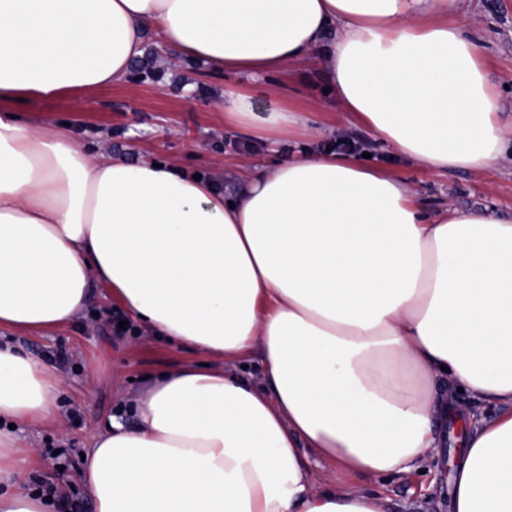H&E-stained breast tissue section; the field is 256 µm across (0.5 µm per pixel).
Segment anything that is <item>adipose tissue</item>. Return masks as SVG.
Returning a JSON list of instances; mask_svg holds the SVG:
<instances>
[{
	"label": "adipose tissue",
	"mask_w": 512,
	"mask_h": 512,
	"mask_svg": "<svg viewBox=\"0 0 512 512\" xmlns=\"http://www.w3.org/2000/svg\"><path fill=\"white\" fill-rule=\"evenodd\" d=\"M462 0H0V331L61 329L107 288L154 336L208 353L131 400L85 457L96 512H386L358 483L417 471L460 418L452 512H512V217L425 207L346 154L246 170L233 194L172 162L86 151L16 114L129 79L145 36L231 75L225 125L278 150L316 122L262 77L323 61L335 105L432 173L512 150ZM253 88L239 84V77ZM259 359L264 383L239 366ZM59 381L0 340V512L26 489L12 423L58 416ZM317 456L336 472L319 483Z\"/></svg>",
	"instance_id": "obj_1"
}]
</instances>
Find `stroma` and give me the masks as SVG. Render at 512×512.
I'll return each mask as SVG.
<instances>
[{
	"mask_svg": "<svg viewBox=\"0 0 512 512\" xmlns=\"http://www.w3.org/2000/svg\"><path fill=\"white\" fill-rule=\"evenodd\" d=\"M454 22L475 39L500 96L505 116H512V0H463ZM144 52L153 64L152 76L130 83L74 91L52 101L18 104L22 114L38 120L68 123L79 131L80 144L95 153L120 155L135 163L155 156L205 172L225 190H233L241 173L267 161L269 152L244 131L225 126L215 102L224 78L201 66L165 67V48L148 41ZM289 98L308 112H318L321 133L303 145L283 144L280 158L299 147L316 149L339 137L366 143L372 163L388 167L409 183L429 206L449 202L462 210L488 209L512 214V162L502 161L483 172H426L415 163L393 157L377 136L351 120L330 102L326 68L309 63L269 76ZM124 329H117L118 321ZM11 342L43 358L61 377L57 423L32 427L17 424L22 446L37 448L38 466L25 483L33 490L56 484L78 500L80 512H95L80 478L81 454L90 439L104 429L109 417L125 404L146 377L187 363L206 362V355L154 339L136 322L127 321L120 304L103 286H94L90 302L65 328L42 334H14ZM456 450L444 441L441 455L405 477L360 483L382 490L389 512H451V469Z\"/></svg>",
	"mask_w": 512,
	"mask_h": 512,
	"instance_id": "obj_1",
	"label": "stroma"
}]
</instances>
